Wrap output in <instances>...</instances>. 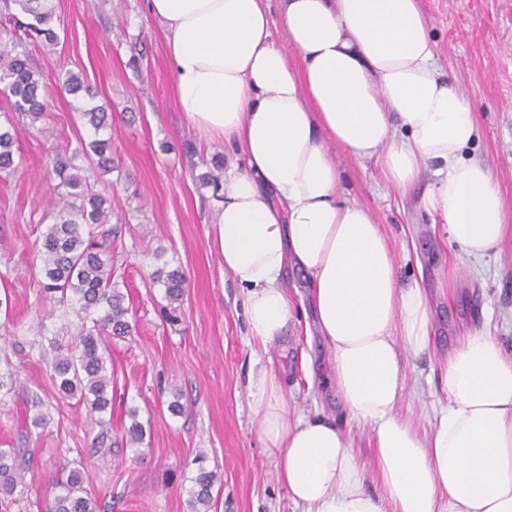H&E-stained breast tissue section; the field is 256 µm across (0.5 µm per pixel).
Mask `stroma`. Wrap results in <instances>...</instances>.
<instances>
[{
    "label": "stroma",
    "instance_id": "1",
    "mask_svg": "<svg viewBox=\"0 0 512 512\" xmlns=\"http://www.w3.org/2000/svg\"><path fill=\"white\" fill-rule=\"evenodd\" d=\"M147 0H55L58 45L34 58L51 97L42 127L15 119L21 169L0 175V375L18 381L0 391V448L39 450L11 512H47L61 463L78 461L100 497L97 512H190L198 456L222 485L213 512H302L277 479L249 407L251 345L241 288L224 272L213 241L219 203L197 179L223 142L190 129L179 111L164 32ZM441 71L469 99L478 135L467 155L491 167L512 217V0H419ZM137 65H130V57ZM79 73L97 103L112 107V154L118 174L99 187L119 221L108 224L114 279L125 295L130 336L113 340L117 381L112 429L101 433L84 408L56 396L45 353L50 339L69 342L71 328L50 315L39 295L38 248L43 216L53 197L42 162L90 130L77 115L80 100L57 76ZM53 137H45V130ZM328 149L341 174L340 198L367 207L384 232L397 271L417 281L431 310L433 349L409 358L399 415L428 427L447 403L438 382L440 363L472 330H485L512 352V224L500 251L476 260L451 242L420 205L422 188L400 196L371 161H358L336 143ZM180 268L187 284L169 322L164 288L153 272ZM293 316L269 351L275 373L287 381L288 403L307 416H324L349 432L367 471L377 451L368 428L346 415L336 394L309 386V364L326 356L304 315L305 280L288 273ZM44 402L50 418L24 435L17 417L26 397ZM185 405L172 414L171 402ZM146 435L140 450L122 437L129 410ZM111 448L108 461L92 450Z\"/></svg>",
    "mask_w": 512,
    "mask_h": 512
}]
</instances>
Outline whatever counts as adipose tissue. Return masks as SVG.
Listing matches in <instances>:
<instances>
[{
  "label": "adipose tissue",
  "mask_w": 512,
  "mask_h": 512,
  "mask_svg": "<svg viewBox=\"0 0 512 512\" xmlns=\"http://www.w3.org/2000/svg\"><path fill=\"white\" fill-rule=\"evenodd\" d=\"M162 25L177 104L192 129L224 140L230 170L213 229L244 292L255 351L292 316L283 278L304 271L328 374L378 451L367 474L336 421L291 410L271 369L249 379L260 439L303 512H512V353L464 336L439 378L447 407L428 431L397 409L405 353L431 346L419 284L401 283L372 212L338 200L326 142L372 160L389 186L434 180L422 204L469 257L499 251L506 212L491 168L464 157L476 122L437 66L418 0H147ZM298 62H291L288 50Z\"/></svg>",
  "instance_id": "obj_1"
}]
</instances>
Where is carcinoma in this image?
I'll return each mask as SVG.
<instances>
[{
  "label": "carcinoma",
  "mask_w": 512,
  "mask_h": 512,
  "mask_svg": "<svg viewBox=\"0 0 512 512\" xmlns=\"http://www.w3.org/2000/svg\"><path fill=\"white\" fill-rule=\"evenodd\" d=\"M5 26L0 30V92L9 104V111L35 124L48 110L45 85L34 66L27 47L52 48L59 36L51 26L55 11L53 0H3ZM64 90L77 94L84 92L90 99L95 92L84 78L67 73ZM94 129L96 138L79 140V147L64 159L59 152L51 153L43 164L44 176L53 182V222L42 233L39 249L42 280L40 288L45 301L55 308H72L91 319L92 326L81 324L70 344L51 342L53 354L50 365L54 378L59 380V393L77 399L85 405L91 423L106 428L103 413L112 407L109 390L114 388L110 357V342L114 337L131 334L127 319L128 308L124 294L112 280V240L110 234L98 231L109 223L112 210L105 209L107 198L94 192L84 175V168L73 163L81 157L99 174L112 173L116 168L110 140L100 137V131L109 126V114L102 105L78 113ZM13 124L0 125V172H14L22 161L15 160ZM216 194L224 188V160L218 158L209 171L201 176ZM154 279L165 288V296L174 305L182 301L185 278L183 272L161 267ZM42 406L33 396L26 401L23 423L29 426L46 424L43 412L29 418L30 408ZM131 424L125 429L126 442L131 446L143 444L145 431L130 412ZM35 456L33 448H0V512H10L18 486L24 485ZM216 471L199 460L197 473L192 477L190 505L192 512H209L213 505L212 490L218 482ZM57 492L50 512H96L98 498L90 488V477L85 468L75 462H65L61 476L55 482Z\"/></svg>",
  "instance_id": "1"
}]
</instances>
